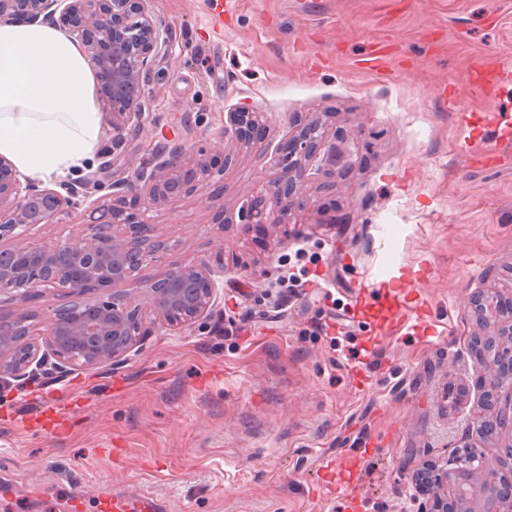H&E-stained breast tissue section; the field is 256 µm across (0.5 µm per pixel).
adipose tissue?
<instances>
[{
  "mask_svg": "<svg viewBox=\"0 0 512 512\" xmlns=\"http://www.w3.org/2000/svg\"><path fill=\"white\" fill-rule=\"evenodd\" d=\"M93 85L63 31L0 24V155L37 180L82 166L99 134Z\"/></svg>",
  "mask_w": 512,
  "mask_h": 512,
  "instance_id": "1",
  "label": "adipose tissue"
}]
</instances>
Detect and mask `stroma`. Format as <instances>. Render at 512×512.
<instances>
[{"instance_id":"obj_1","label":"stroma","mask_w":512,"mask_h":512,"mask_svg":"<svg viewBox=\"0 0 512 512\" xmlns=\"http://www.w3.org/2000/svg\"><path fill=\"white\" fill-rule=\"evenodd\" d=\"M169 30L145 92L151 130L138 158L182 144L187 165L231 155L224 176L191 183L161 207L163 263L224 271L210 316L180 332L150 327L112 370L38 377L0 398V478L24 512L52 492L136 489L169 512H418L410 475L474 447L512 478V429L484 435L475 410L484 335L477 291L512 299V79L480 92L471 65L512 59V0H152ZM382 47L384 67L361 61ZM100 133L78 181L94 174L112 115L102 83ZM264 115L271 145L322 123L341 160L333 187L308 180L281 223H240L243 203L280 169L224 135L228 112ZM468 144L476 163L458 153ZM217 208H209V200ZM312 288L276 289L280 279ZM375 283L371 307L349 288ZM412 319L375 341L391 289ZM76 403L44 430L33 413L59 393ZM114 451H100L103 441ZM361 462L366 500L319 481L322 456Z\"/></svg>"}]
</instances>
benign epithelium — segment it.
<instances>
[{
  "label": "benign epithelium",
  "instance_id": "1",
  "mask_svg": "<svg viewBox=\"0 0 512 512\" xmlns=\"http://www.w3.org/2000/svg\"><path fill=\"white\" fill-rule=\"evenodd\" d=\"M50 23L66 32L85 56L112 102L111 146L102 153L96 174L64 191L21 181L14 164L0 156V297L20 306L0 317V387H19L36 371L66 375L101 366L117 367L146 336L145 324L179 331L204 318L218 296V272L204 260L173 262L157 277L141 281L143 304H132L128 286L160 261L162 244L153 224L161 206H175L186 194L182 173L185 148L158 150L139 162L128 152L127 133L148 131L145 83L166 38L151 0H0V24ZM224 136L263 144V115L230 112ZM325 130L305 125L292 142L278 147L281 176L260 186L244 203L240 222L276 225L299 203L304 183L327 166H336V148L322 152ZM127 176L113 179L116 160ZM124 190L140 198L127 213L112 193ZM80 211L83 231L36 243L30 231L57 224ZM51 289L68 301L55 310L43 331L29 324L26 304ZM471 309L487 334L476 341L485 387V406L499 402L484 426H512V319L504 320L499 300L487 294L471 298ZM430 483L452 492L455 512H512V481L483 473L482 457L460 452L455 467L432 463Z\"/></svg>",
  "mask_w": 512,
  "mask_h": 512
}]
</instances>
